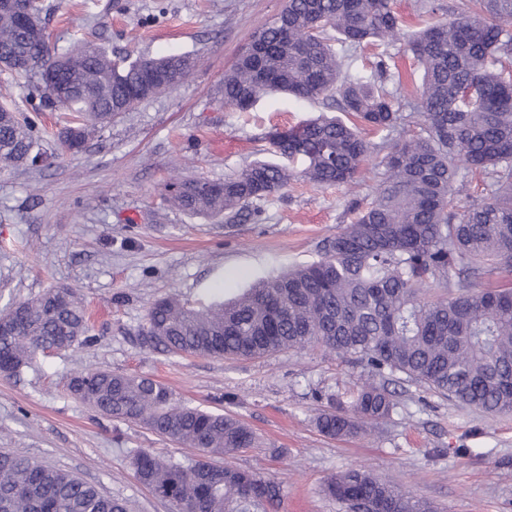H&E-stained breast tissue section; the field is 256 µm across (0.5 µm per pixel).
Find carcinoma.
Returning a JSON list of instances; mask_svg holds the SVG:
<instances>
[{"label": "carcinoma", "mask_w": 512, "mask_h": 512, "mask_svg": "<svg viewBox=\"0 0 512 512\" xmlns=\"http://www.w3.org/2000/svg\"><path fill=\"white\" fill-rule=\"evenodd\" d=\"M423 4L411 29L392 0H288L253 32L224 73V106L250 110L263 96L334 99L350 117H321L268 135L280 163L255 161L222 181L175 178L165 203L192 216L236 224L293 181L316 188L351 182L380 157L381 184L354 220L322 243L319 259L261 280L226 301L195 305L178 297L154 301L140 331L142 346L173 354L259 358L321 347L361 364L381 384L367 383L348 405L317 418L330 437L388 417L395 403L384 381L400 373L434 394L482 412H512V288L475 292L476 282L512 273V0H458L448 17ZM345 50L403 43L423 72L419 101L395 108L385 81L402 79L384 51L368 72L344 71ZM39 76L48 102L53 84L73 95L62 144L79 152L89 136L155 95L180 86L197 58L185 53L115 63L102 49L77 42L54 51L30 38L7 0H0V65ZM384 133L366 140L360 127ZM35 122L0 105V170L43 160ZM469 172L483 176V197L454 204ZM448 292L429 300L426 286ZM0 374L15 375L39 354L90 340L87 310L71 288H51L18 301L0 325ZM76 399L108 418L147 429L205 456L256 442L240 421L175 402L172 390L147 377L112 371L73 376ZM138 480L175 512H275L280 483L229 464L131 457ZM324 493L343 512H433L432 506L367 469H350ZM0 512H128L122 499L14 452L0 450Z\"/></svg>", "instance_id": "cac0c4a2"}]
</instances>
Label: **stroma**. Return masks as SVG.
I'll return each mask as SVG.
<instances>
[{"label": "stroma", "instance_id": "1", "mask_svg": "<svg viewBox=\"0 0 512 512\" xmlns=\"http://www.w3.org/2000/svg\"><path fill=\"white\" fill-rule=\"evenodd\" d=\"M54 48L82 38L111 56L189 53L200 59L175 90L140 103L97 130L83 152H64L68 114L41 98L37 75L0 68L5 104L36 117L46 166L0 171V311L66 285L91 316L92 339L38 357L20 376L0 375V448L73 472L129 512H173L130 465L146 449L188 462L196 449L139 424L106 418L73 399L69 379L92 370L150 377L177 402L223 412L259 438L226 463L281 481L278 512H338L326 482L371 470L437 512H512V413L488 414L400 379L390 418L333 438L317 415L349 401L368 374L319 347L261 358L159 353L138 333L158 298H232L262 279L318 258V247L354 218L382 170L366 164L356 184L317 189L297 182L261 203L257 219L232 226L167 207L172 176L221 180L268 158L266 135L334 113L323 100L274 93L251 111L224 108V74L250 35L283 0H41Z\"/></svg>", "mask_w": 512, "mask_h": 512}]
</instances>
